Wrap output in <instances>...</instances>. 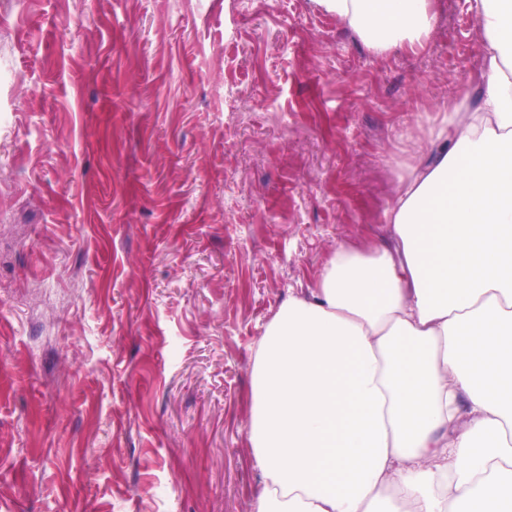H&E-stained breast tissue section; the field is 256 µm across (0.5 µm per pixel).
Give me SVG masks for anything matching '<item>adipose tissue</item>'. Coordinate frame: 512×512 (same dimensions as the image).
Returning <instances> with one entry per match:
<instances>
[{"mask_svg": "<svg viewBox=\"0 0 512 512\" xmlns=\"http://www.w3.org/2000/svg\"><path fill=\"white\" fill-rule=\"evenodd\" d=\"M468 3L476 99L258 342L251 512H512V0ZM311 4L379 54L435 27V0Z\"/></svg>", "mask_w": 512, "mask_h": 512, "instance_id": "1", "label": "adipose tissue"}]
</instances>
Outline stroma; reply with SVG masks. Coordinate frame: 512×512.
I'll list each match as a JSON object with an SVG mask.
<instances>
[{
  "label": "stroma",
  "instance_id": "35a3bbf8",
  "mask_svg": "<svg viewBox=\"0 0 512 512\" xmlns=\"http://www.w3.org/2000/svg\"><path fill=\"white\" fill-rule=\"evenodd\" d=\"M482 65L310 0H0V512H250L249 365Z\"/></svg>",
  "mask_w": 512,
  "mask_h": 512
}]
</instances>
